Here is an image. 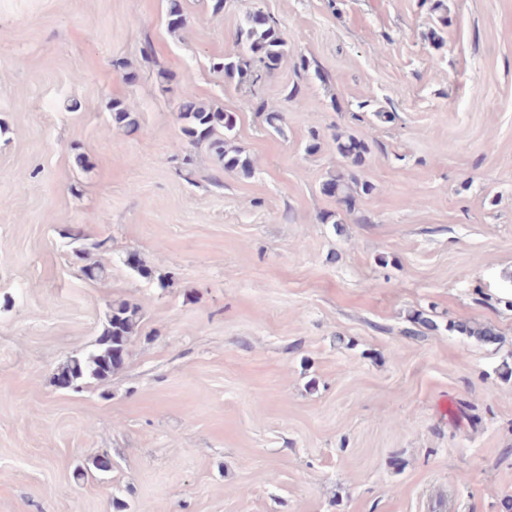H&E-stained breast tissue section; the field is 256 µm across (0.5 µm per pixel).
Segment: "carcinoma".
I'll use <instances>...</instances> for the list:
<instances>
[{
	"label": "carcinoma",
	"mask_w": 512,
	"mask_h": 512,
	"mask_svg": "<svg viewBox=\"0 0 512 512\" xmlns=\"http://www.w3.org/2000/svg\"><path fill=\"white\" fill-rule=\"evenodd\" d=\"M168 27L176 33L183 29L185 17L181 0H169ZM236 41L243 51L226 55L214 68L229 78L252 79L259 70L272 73L285 56V40L277 23L261 11L250 13L236 32ZM179 117L184 121L183 134L195 145L202 143L224 162V171L251 175L254 162L236 146L232 133L236 127V115L219 108H212L186 93L179 106ZM336 149L350 161L352 169L338 171L322 185L323 193L336 197L347 209H354L356 196L366 194L372 186L358 179L354 169L362 166L368 152L366 143L354 136H336ZM138 308L126 301H114L107 327L97 340L95 349L70 358L58 371L56 380L71 381L77 387L87 380H105L118 370L123 362L133 330L137 323Z\"/></svg>",
	"instance_id": "1"
}]
</instances>
